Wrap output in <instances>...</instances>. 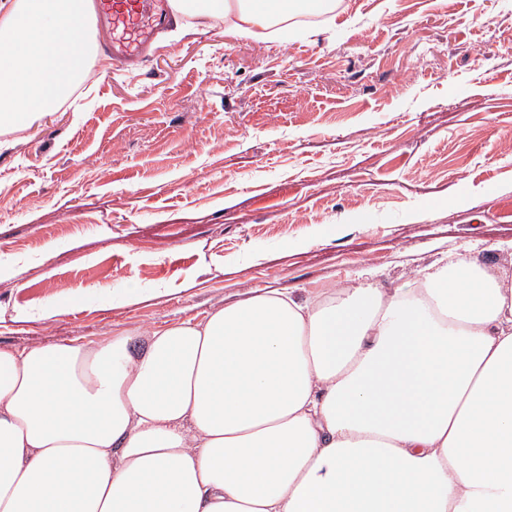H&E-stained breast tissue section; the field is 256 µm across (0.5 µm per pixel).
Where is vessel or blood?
I'll use <instances>...</instances> for the list:
<instances>
[{
    "label": "vessel or blood",
    "mask_w": 512,
    "mask_h": 512,
    "mask_svg": "<svg viewBox=\"0 0 512 512\" xmlns=\"http://www.w3.org/2000/svg\"><path fill=\"white\" fill-rule=\"evenodd\" d=\"M167 0H89V10L74 14L69 28L96 23L108 31L107 47L123 66L139 65L149 54L157 32L169 18Z\"/></svg>",
    "instance_id": "vessel-or-blood-1"
}]
</instances>
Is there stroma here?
I'll return each instance as SVG.
<instances>
[{
  "label": "stroma",
  "instance_id": "stroma-1",
  "mask_svg": "<svg viewBox=\"0 0 512 512\" xmlns=\"http://www.w3.org/2000/svg\"><path fill=\"white\" fill-rule=\"evenodd\" d=\"M334 2L285 42L169 24L0 130V345L512 258V0Z\"/></svg>",
  "mask_w": 512,
  "mask_h": 512
}]
</instances>
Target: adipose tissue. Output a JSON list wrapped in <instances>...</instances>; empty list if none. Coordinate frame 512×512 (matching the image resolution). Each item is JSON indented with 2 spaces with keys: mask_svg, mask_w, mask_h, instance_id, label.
<instances>
[{
  "mask_svg": "<svg viewBox=\"0 0 512 512\" xmlns=\"http://www.w3.org/2000/svg\"><path fill=\"white\" fill-rule=\"evenodd\" d=\"M87 2L0 0L1 128L85 79ZM172 2L260 38L324 0ZM0 512H512V264L0 345Z\"/></svg>",
  "mask_w": 512,
  "mask_h": 512,
  "instance_id": "1",
  "label": "adipose tissue"
}]
</instances>
